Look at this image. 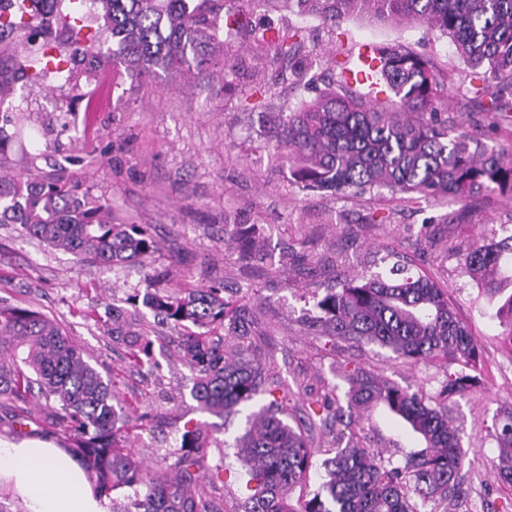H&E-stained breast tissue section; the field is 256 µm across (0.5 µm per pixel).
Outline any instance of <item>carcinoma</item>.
Instances as JSON below:
<instances>
[{"mask_svg": "<svg viewBox=\"0 0 512 512\" xmlns=\"http://www.w3.org/2000/svg\"><path fill=\"white\" fill-rule=\"evenodd\" d=\"M32 9L0 15V44L18 32L24 47L12 54L10 85L0 75V108L19 80L40 86L50 74L71 72L80 61L92 69L104 59L102 36L112 38V69L139 78L156 70L200 74L222 64L213 58L224 38L243 30L257 48L273 51L281 68L304 43L303 30L254 27L238 4L253 10H287L312 16L329 29L345 18L425 24L451 40L467 68L482 73L473 94L475 109L450 111L441 95L447 76L434 60L401 45H376L377 79L394 100L383 104L354 94L347 63L335 61L336 79L310 102L280 114L268 161L286 167L306 190L338 196L386 191L408 203L452 199L459 209L444 223L459 224L468 199L481 193L498 203L512 202V157L469 129L476 112L490 125L512 122V0H91L102 30L85 32V17L64 24L69 54L53 43H37L47 15L60 17L64 0H30ZM13 132H8V129ZM20 137L12 112L0 111V170ZM0 224L79 264L131 265L158 250L147 225L116 221L112 203L92 187L59 175L0 176ZM223 236L232 238L249 268L266 264L259 243L262 227L241 214L224 215ZM462 266L493 298L500 281L512 283V234L480 239L463 254ZM399 279L362 274L325 289L316 298L311 326L337 339L376 343L415 364L441 361L475 369L482 351L469 327L454 312L448 289L424 276ZM144 291L126 306L107 308L100 329L127 349L137 370L155 374L152 336L157 327L178 331L181 359L193 372L191 397L211 414L224 416L241 405L264 400L237 444L246 494L239 512H419L429 503L451 512L463 495L464 454L448 405L420 391L399 387L359 366L343 367L350 407L384 405L418 434L425 447L394 464L355 437L344 438L339 399L333 392L304 399L288 383L270 378L271 361L252 354L248 320L240 300L227 294L224 278L205 276L171 283L157 275L144 278ZM149 310L154 323L145 320ZM472 378L445 372L441 393H463ZM116 385L83 356L77 341L46 314L0 298V399L26 403L45 400V421L65 435L64 451L81 467L94 493L110 501V512H224L221 502L199 491L198 470L213 442L207 429L185 423L177 449L162 454L163 467L142 470L128 431L143 427L151 415L118 407ZM302 401L303 420L288 423V401ZM499 454L494 461L501 482L512 484V403L500 406L494 423ZM320 453L325 476L311 498L294 496L306 486L312 458ZM125 490L120 499L112 497Z\"/></svg>", "mask_w": 512, "mask_h": 512, "instance_id": "carcinoma-1", "label": "carcinoma"}]
</instances>
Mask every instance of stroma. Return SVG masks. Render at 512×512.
<instances>
[{
  "mask_svg": "<svg viewBox=\"0 0 512 512\" xmlns=\"http://www.w3.org/2000/svg\"><path fill=\"white\" fill-rule=\"evenodd\" d=\"M265 22L302 28V56L311 66L303 78L282 72L271 59H257L247 35L225 48L234 70H209L201 79L157 71L148 81L103 67L95 76L74 72L72 79H50L10 98L23 126V143L10 152V174L63 171L65 177L92 186L112 201V213L153 227L158 252L132 267L75 264L70 255L19 237L13 225L0 224V297H8L55 318L78 339L85 359L117 383L122 403H140L161 412L153 427L130 443L151 470H158L160 449L177 447L184 423L205 425L214 444L206 463L224 464V479L212 487L224 512H237L243 487L242 463L234 448L244 434L250 407L219 418L202 411L191 397L192 372L174 349L156 352L158 376L130 369L123 346L96 327L93 313L143 290L144 274L186 276L172 267V248L213 257L227 287L240 289L255 316L252 348L276 362V376L305 384L312 393L331 389L345 394L339 366L350 361L390 382L437 394L444 372L437 365H414L377 344L327 339L309 328L316 313L314 295L348 276L387 272L381 256L406 254L414 269L447 282L455 312L467 320L480 345L483 362L465 394L448 398V416L459 430L465 453L466 496L457 512H504L512 488L497 478L496 443L488 434L502 403L512 402V350L503 342V326L479 285L446 256L455 239L467 249L474 238L499 225L512 228V207L486 206L475 199L468 220L444 223L457 210L450 200L409 204L391 196L336 197L307 191L290 182L288 170L271 166L266 148L277 116L315 97L331 77L337 48L358 52L365 44H399L432 54L452 72L463 65L450 39L424 25L394 27L346 18L334 31L312 17L273 13ZM267 94L255 101L256 85ZM84 98H77V91ZM391 214L388 224L367 223L373 211ZM242 212L263 225L268 267L245 269L233 249L219 242L216 227L225 214ZM340 214L344 230L324 223ZM353 432L384 456L402 460L422 442L386 408L354 416Z\"/></svg>",
  "mask_w": 512,
  "mask_h": 512,
  "instance_id": "1",
  "label": "stroma"
}]
</instances>
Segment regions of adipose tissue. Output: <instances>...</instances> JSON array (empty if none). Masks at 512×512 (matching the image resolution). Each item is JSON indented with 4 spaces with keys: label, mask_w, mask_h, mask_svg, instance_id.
I'll use <instances>...</instances> for the list:
<instances>
[{
    "label": "adipose tissue",
    "mask_w": 512,
    "mask_h": 512,
    "mask_svg": "<svg viewBox=\"0 0 512 512\" xmlns=\"http://www.w3.org/2000/svg\"><path fill=\"white\" fill-rule=\"evenodd\" d=\"M6 478L29 512H109L96 498L79 465L38 440L0 441V478Z\"/></svg>",
    "instance_id": "ef3b65f1"
}]
</instances>
